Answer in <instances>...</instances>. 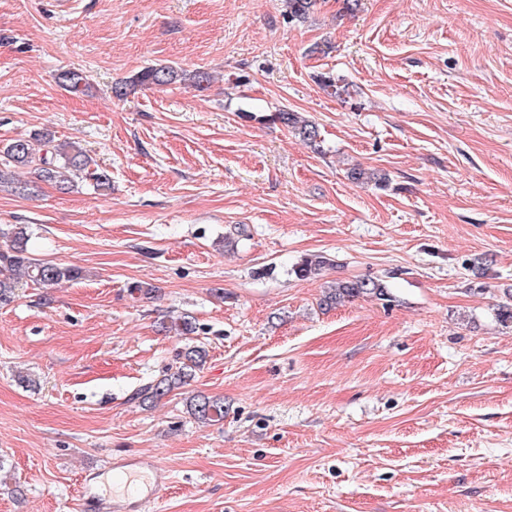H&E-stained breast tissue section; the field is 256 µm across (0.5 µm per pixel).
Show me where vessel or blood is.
Returning a JSON list of instances; mask_svg holds the SVG:
<instances>
[{
  "label": "vessel or blood",
  "mask_w": 512,
  "mask_h": 512,
  "mask_svg": "<svg viewBox=\"0 0 512 512\" xmlns=\"http://www.w3.org/2000/svg\"><path fill=\"white\" fill-rule=\"evenodd\" d=\"M111 465L125 469L128 480L137 484V494L122 493L107 503L87 488L78 501V512H140L143 499L154 496L170 479L168 470L149 457L129 456L112 460Z\"/></svg>",
  "instance_id": "1"
}]
</instances>
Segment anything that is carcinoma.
<instances>
[{
	"instance_id": "cac0c4a2",
	"label": "carcinoma",
	"mask_w": 512,
	"mask_h": 512,
	"mask_svg": "<svg viewBox=\"0 0 512 512\" xmlns=\"http://www.w3.org/2000/svg\"><path fill=\"white\" fill-rule=\"evenodd\" d=\"M315 3L316 0H286L288 19L305 20ZM177 81L188 83L203 91L210 84V75L204 71L187 72L172 65L151 66L112 86V94L120 99L139 88L164 86ZM322 82L324 87L337 97L349 95V84L342 78L328 75L322 77ZM58 83L67 91L78 92L86 85V78L78 71H64L59 75ZM274 119L292 129L303 141L311 145L317 143L320 138L318 126L302 119L297 112L281 109L274 113ZM3 154L8 161L16 165H35L39 178L53 182L62 189L72 187L76 178L92 180L98 189L111 188L109 176L90 168V160L83 152L75 151L65 144L54 143L48 133L37 134L31 139H16L4 147ZM350 178L356 183L372 184L376 187H381L388 181L386 175L364 168L352 169ZM0 237L8 241L6 248L0 250V301L10 298L17 275L21 273L43 288H52L82 276V270L76 266L62 267L29 258V234L24 225L16 224L7 230L0 229ZM330 264L331 259L323 255H312L302 259L295 266L294 273L303 279L314 278ZM355 297L386 300L389 294L386 286L377 280H340L327 286L323 302L331 307ZM206 356V350L201 346L188 348L182 353V360L175 370L155 384L143 388L138 393V398L144 403H152L171 390L188 384L205 362ZM190 412L201 421L219 422L224 419V400L197 395L190 402Z\"/></svg>"
}]
</instances>
